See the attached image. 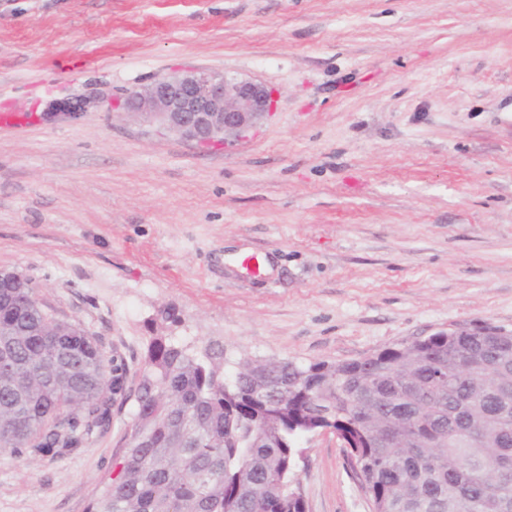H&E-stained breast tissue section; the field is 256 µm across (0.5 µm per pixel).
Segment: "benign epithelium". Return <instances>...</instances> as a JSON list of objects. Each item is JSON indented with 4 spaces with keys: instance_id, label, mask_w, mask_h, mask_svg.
<instances>
[{
    "instance_id": "7a95c632",
    "label": "benign epithelium",
    "mask_w": 512,
    "mask_h": 512,
    "mask_svg": "<svg viewBox=\"0 0 512 512\" xmlns=\"http://www.w3.org/2000/svg\"><path fill=\"white\" fill-rule=\"evenodd\" d=\"M263 83L205 69L156 78L126 95L121 109L199 145L246 137L272 111Z\"/></svg>"
}]
</instances>
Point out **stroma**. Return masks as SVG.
<instances>
[{"instance_id":"obj_1","label":"stroma","mask_w":512,"mask_h":512,"mask_svg":"<svg viewBox=\"0 0 512 512\" xmlns=\"http://www.w3.org/2000/svg\"><path fill=\"white\" fill-rule=\"evenodd\" d=\"M189 68L262 81L271 116L202 147L119 109ZM2 112L0 269L128 399L81 448L0 454V512H87L151 337L306 364L512 330V0H0ZM300 446L308 512H371L333 433Z\"/></svg>"}]
</instances>
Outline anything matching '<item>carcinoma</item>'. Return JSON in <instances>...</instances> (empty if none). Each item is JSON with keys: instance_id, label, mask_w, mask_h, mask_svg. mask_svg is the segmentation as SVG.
<instances>
[{"instance_id": "carcinoma-1", "label": "carcinoma", "mask_w": 512, "mask_h": 512, "mask_svg": "<svg viewBox=\"0 0 512 512\" xmlns=\"http://www.w3.org/2000/svg\"><path fill=\"white\" fill-rule=\"evenodd\" d=\"M0 452L58 456L110 423L125 374L27 280H0ZM150 339L116 474L88 512H307L299 441L326 429L372 512H512V333L432 334L345 362L247 360L224 370Z\"/></svg>"}]
</instances>
